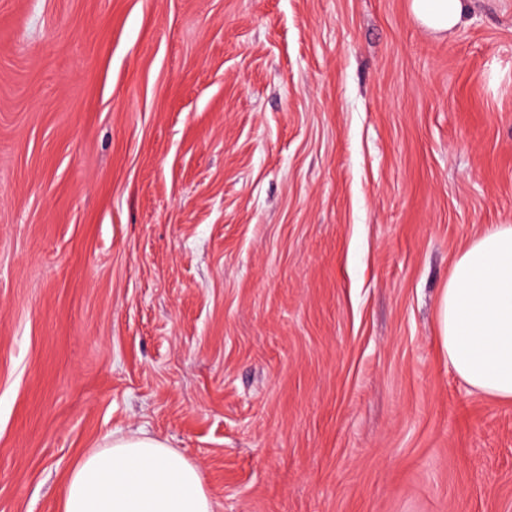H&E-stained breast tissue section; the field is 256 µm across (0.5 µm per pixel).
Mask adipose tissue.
I'll use <instances>...</instances> for the list:
<instances>
[{
	"label": "adipose tissue",
	"mask_w": 512,
	"mask_h": 512,
	"mask_svg": "<svg viewBox=\"0 0 512 512\" xmlns=\"http://www.w3.org/2000/svg\"><path fill=\"white\" fill-rule=\"evenodd\" d=\"M473 0H409L424 29L464 24ZM448 363L471 388L512 400V224H497L457 255L441 302ZM62 512H213L202 474L144 432L112 438L83 455L62 491Z\"/></svg>",
	"instance_id": "ef3b65f1"
}]
</instances>
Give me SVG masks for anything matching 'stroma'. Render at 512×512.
I'll list each match as a JSON object with an SVG mask.
<instances>
[{"label":"stroma","instance_id":"obj_1","mask_svg":"<svg viewBox=\"0 0 512 512\" xmlns=\"http://www.w3.org/2000/svg\"><path fill=\"white\" fill-rule=\"evenodd\" d=\"M512 224V0H0V512L143 431L214 512H512L448 366ZM473 0H410L415 21L437 35H446L460 27L472 9Z\"/></svg>","mask_w":512,"mask_h":512}]
</instances>
